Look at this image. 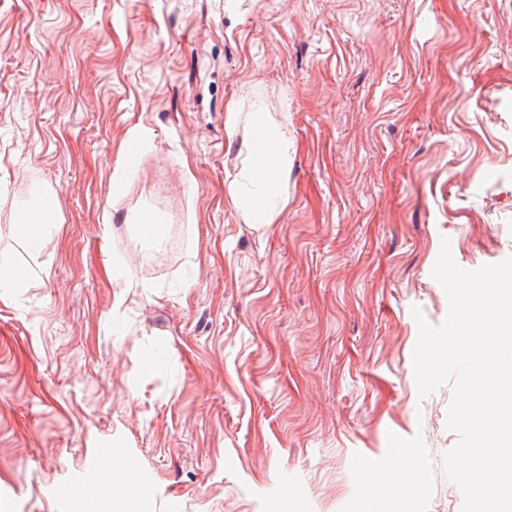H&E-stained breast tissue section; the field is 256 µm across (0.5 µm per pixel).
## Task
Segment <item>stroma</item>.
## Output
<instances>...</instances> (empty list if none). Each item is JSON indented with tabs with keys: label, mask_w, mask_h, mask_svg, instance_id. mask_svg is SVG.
<instances>
[{
	"label": "stroma",
	"mask_w": 512,
	"mask_h": 512,
	"mask_svg": "<svg viewBox=\"0 0 512 512\" xmlns=\"http://www.w3.org/2000/svg\"><path fill=\"white\" fill-rule=\"evenodd\" d=\"M257 102L293 155L258 230L224 132ZM445 237L512 257V0H0V512H100L105 448L153 486L112 512H461L413 372ZM58 223L57 202L53 195L39 194L36 200L27 207L11 224L14 236L23 239L32 249L43 247L49 229ZM27 272L17 268L11 260L0 257V300L5 301L10 297L13 288H19L20 283L26 278Z\"/></svg>",
	"instance_id": "1"
}]
</instances>
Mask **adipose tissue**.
I'll use <instances>...</instances> for the list:
<instances>
[{
  "label": "adipose tissue",
  "mask_w": 512,
  "mask_h": 512,
  "mask_svg": "<svg viewBox=\"0 0 512 512\" xmlns=\"http://www.w3.org/2000/svg\"><path fill=\"white\" fill-rule=\"evenodd\" d=\"M238 113H228L224 125L227 140H239L248 163L240 179L230 189L231 202L242 223L262 226L273 223L284 204L282 185L292 164L291 144L282 125L270 113L255 110L247 120L248 138H239ZM58 222L57 202L53 195L39 194L18 217L11 230L32 249H41L48 232Z\"/></svg>",
  "instance_id": "adipose-tissue-1"
}]
</instances>
